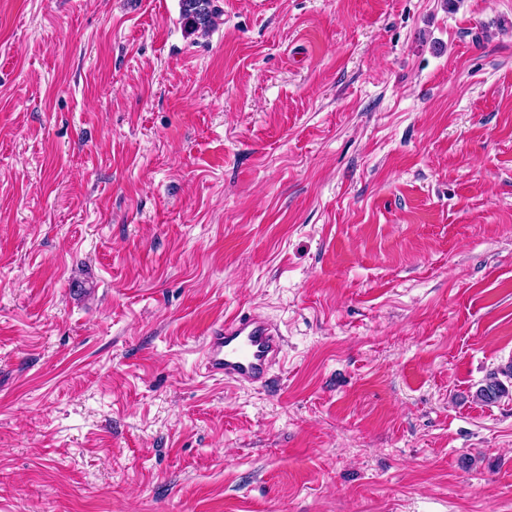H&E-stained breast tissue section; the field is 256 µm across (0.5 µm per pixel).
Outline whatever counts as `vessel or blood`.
<instances>
[{
	"label": "vessel or blood",
	"instance_id": "b4317fda",
	"mask_svg": "<svg viewBox=\"0 0 512 512\" xmlns=\"http://www.w3.org/2000/svg\"><path fill=\"white\" fill-rule=\"evenodd\" d=\"M284 338L266 318L254 313L225 317L202 342L206 375L239 385H264L284 356Z\"/></svg>",
	"mask_w": 512,
	"mask_h": 512
}]
</instances>
